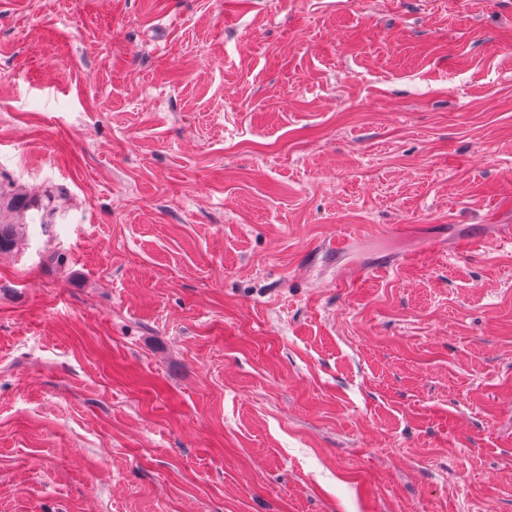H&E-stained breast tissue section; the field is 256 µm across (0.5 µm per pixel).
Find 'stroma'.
<instances>
[{
  "instance_id": "35a3bbf8",
  "label": "stroma",
  "mask_w": 512,
  "mask_h": 512,
  "mask_svg": "<svg viewBox=\"0 0 512 512\" xmlns=\"http://www.w3.org/2000/svg\"><path fill=\"white\" fill-rule=\"evenodd\" d=\"M0 187V512H512V0H0ZM46 200V201H45ZM7 208L15 211L21 216V222L18 224H0V252L13 249L17 246L23 233L22 229L26 224V213L29 210H36L38 215V224H52L55 215V208L52 206L51 197L46 196L45 199H29L22 207L16 206L13 198L7 202ZM24 225V227H22Z\"/></svg>"
}]
</instances>
